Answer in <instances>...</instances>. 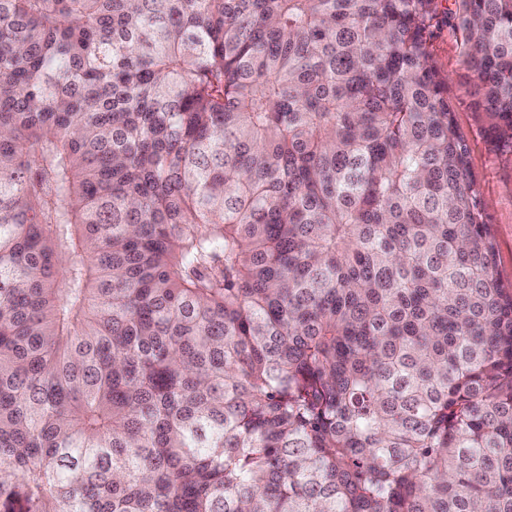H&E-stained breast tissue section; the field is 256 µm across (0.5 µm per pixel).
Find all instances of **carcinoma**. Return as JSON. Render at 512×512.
I'll use <instances>...</instances> for the list:
<instances>
[{
    "instance_id": "cac0c4a2",
    "label": "carcinoma",
    "mask_w": 512,
    "mask_h": 512,
    "mask_svg": "<svg viewBox=\"0 0 512 512\" xmlns=\"http://www.w3.org/2000/svg\"><path fill=\"white\" fill-rule=\"evenodd\" d=\"M512 140V0H456ZM436 0H0V512H512V287Z\"/></svg>"
}]
</instances>
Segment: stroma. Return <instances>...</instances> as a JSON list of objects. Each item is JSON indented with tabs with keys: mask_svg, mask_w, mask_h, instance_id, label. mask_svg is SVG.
<instances>
[{
	"mask_svg": "<svg viewBox=\"0 0 512 512\" xmlns=\"http://www.w3.org/2000/svg\"><path fill=\"white\" fill-rule=\"evenodd\" d=\"M455 9L454 0H437L439 24L428 42L430 63L448 80V101L470 146L471 173L480 188L485 221L495 237V275L508 286L512 284V144L488 134L490 121L479 104L477 79L462 62L461 35L448 25Z\"/></svg>",
	"mask_w": 512,
	"mask_h": 512,
	"instance_id": "35a3bbf8",
	"label": "stroma"
}]
</instances>
